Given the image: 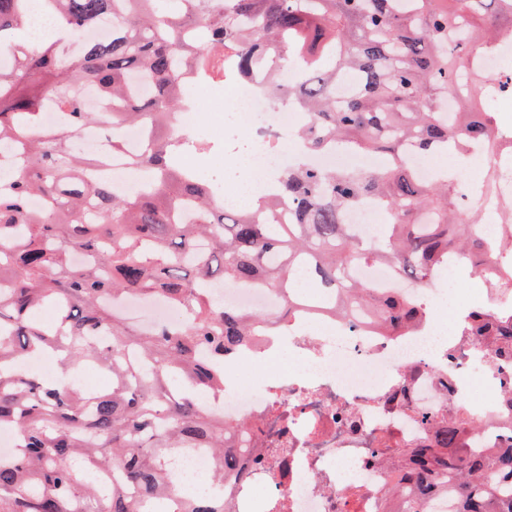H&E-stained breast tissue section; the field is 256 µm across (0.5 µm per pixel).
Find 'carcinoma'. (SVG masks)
I'll return each instance as SVG.
<instances>
[{
  "label": "carcinoma",
  "instance_id": "obj_1",
  "mask_svg": "<svg viewBox=\"0 0 512 512\" xmlns=\"http://www.w3.org/2000/svg\"><path fill=\"white\" fill-rule=\"evenodd\" d=\"M32 0H0V146L15 149L13 173L0 182V431L17 436L0 457V512H226L224 499H173L175 456L202 448L220 483L243 481L237 434L249 424L224 423L193 393L224 390V353L248 348L264 316L228 309L210 294L224 279L262 280L283 288L305 264L327 293L371 308L380 324L410 329L423 313L410 297L377 296L350 279L366 261L390 263L426 279L455 254L479 276L512 294V260L488 268L489 247L476 232L481 213L455 207L459 173L420 180L405 163L450 153L462 143L495 152L501 123L486 101L506 89L478 65L506 35L512 0H41L57 16L45 50L19 49L11 34L25 26ZM482 11L484 26L475 23ZM120 22L106 40H86L78 58L61 59L60 41L106 16ZM252 70L283 52L294 56L299 81L288 98L305 113L301 159L248 209L224 207L216 185L177 166L174 116L191 105L197 81ZM151 80L154 94H130L131 77ZM101 95L98 112L84 90ZM461 87L452 118L441 104ZM64 120L43 123L47 110ZM98 122L112 130V152L125 149L123 128L150 137L128 158L139 185L118 194L93 177L99 161L79 152L75 135ZM345 150L380 152L374 172L333 171L311 156ZM373 194L389 211L376 244L363 247L343 223L345 209ZM48 202L31 208L33 198ZM192 224L176 220L186 207ZM286 208L288 224L267 214ZM504 250L512 253V200L504 203ZM187 304L191 320L141 331L105 305L109 296ZM512 307L473 326L509 353ZM65 363H95L112 387L93 395L66 378L44 380L10 368L46 352ZM464 424H440L431 448L392 463L387 498L408 499L420 512L435 492L459 488L457 512H512V446L492 456L469 448ZM112 469V487L93 478Z\"/></svg>",
  "mask_w": 512,
  "mask_h": 512
}]
</instances>
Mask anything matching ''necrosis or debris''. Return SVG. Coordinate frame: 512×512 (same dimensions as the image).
<instances>
[{
  "mask_svg": "<svg viewBox=\"0 0 512 512\" xmlns=\"http://www.w3.org/2000/svg\"><path fill=\"white\" fill-rule=\"evenodd\" d=\"M270 78L292 86L295 67L284 60L275 72L261 69L247 81L198 85L194 111L180 116L195 140L245 142L260 175L240 186L224 177V157L213 156L210 167L221 194L267 193L293 163L302 116L294 104L260 94ZM227 107L239 110V119L209 129L197 118ZM81 147L101 159L100 178L117 192L127 190L130 170L124 154L112 150L111 131L84 132ZM457 270L449 264L447 274L427 284L405 279L386 263L355 267L353 279L380 291L393 288L423 311L421 327L389 332L376 328L364 306L347 305L345 316H337L304 269L287 289L224 281L225 307L273 320L292 296L301 316L289 332H258L246 352L225 355L224 390L202 403L225 423L250 421L240 438L248 450L247 483H210V455L187 451L175 462L177 492L223 494L228 512H265L273 500L283 503V512H387L383 491L392 474L385 453L431 445L436 424L465 420L471 446L481 452L511 444L512 410H505L504 401L512 391V356L491 353L467 329L472 305ZM107 305L136 322L146 312L155 324L189 319L188 306L160 297L122 296ZM286 350L291 356L284 362ZM349 487L358 489V497H345Z\"/></svg>",
  "mask_w": 512,
  "mask_h": 512,
  "instance_id": "4bbe7bcc",
  "label": "necrosis or debris"
}]
</instances>
